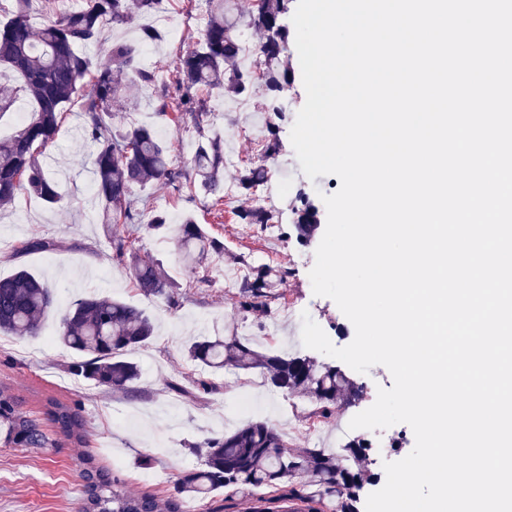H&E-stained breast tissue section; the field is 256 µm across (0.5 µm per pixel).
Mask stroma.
<instances>
[{"label":"stroma","mask_w":512,"mask_h":512,"mask_svg":"<svg viewBox=\"0 0 512 512\" xmlns=\"http://www.w3.org/2000/svg\"><path fill=\"white\" fill-rule=\"evenodd\" d=\"M161 15L165 39L161 46L143 49L139 62L166 71L196 41L204 18L196 12V0H165ZM287 61L292 82L282 100L286 117L278 129L281 150L270 167L273 174L292 175L295 191L306 193L318 206L322 195L339 189L340 180L334 175L311 179L301 170L290 141L296 115L306 101L296 48L288 49ZM257 106L254 100L244 108L217 97L209 101L211 122L232 136L226 146L233 162L224 168L225 187L235 186L241 165L259 155L263 124ZM81 120L78 106H71L55 140L44 151V160L56 173L65 195L62 205L50 209L35 195L24 193L0 210V277L25 267L49 284L54 297L41 335H0V393L14 397L22 412L34 416L39 415L45 394L79 400L87 423V443L79 446L53 433L41 448L0 444V512H81L79 460L87 452L117 473L129 491L167 497L179 475L201 464L193 444L251 419L266 420L283 432L289 450L318 447L340 453L342 415H335L316 438H309L301 426L313 407L310 399L271 391L260 382L254 386L253 405L235 410L245 374L215 372L184 355L187 344L204 336H244L261 349L304 352L301 324L283 313L287 300L308 312L335 346L351 343L355 336L352 323L332 299L313 293L309 272L320 240L315 237L303 243L297 239L291 197L270 189L269 204L280 210L282 222L268 237L260 225L233 223L232 212L241 203L238 195L225 197L224 213L218 216L202 195L180 194L163 183L141 188L139 194L150 206L173 216H193L224 244L223 261L208 264L212 287L188 288L177 225L136 240L135 248L153 255L165 273L182 286L175 304L145 294L136 288L128 270L112 261L110 240L122 234V225L103 223L98 215L90 220L85 217L91 204L85 171L94 145L73 136L72 128ZM114 120L153 126L168 144L171 162L182 167L189 164L196 139L192 126L158 115L151 93H143L127 111L115 113ZM31 237L53 239L57 247L48 253L16 256L15 246ZM277 250L295 254L296 260L278 287L281 298L274 301L273 314H241L236 307V284L225 280V271L244 276L247 264L267 263L268 252ZM92 293L133 305L154 322L151 339L127 354L141 371L136 394L116 393L74 376L68 366L76 361V354L52 339L59 330L61 310ZM273 323L279 331L270 337L266 330ZM202 380L213 383V390L192 398Z\"/></svg>","instance_id":"obj_1"}]
</instances>
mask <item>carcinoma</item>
<instances>
[{"label":"carcinoma","instance_id":"cac0c4a2","mask_svg":"<svg viewBox=\"0 0 512 512\" xmlns=\"http://www.w3.org/2000/svg\"><path fill=\"white\" fill-rule=\"evenodd\" d=\"M31 0H16V10L0 25V69L12 74L0 81V116L13 112L23 101L34 104L30 117L15 134L0 139V207L15 202L24 191L36 195L50 208L63 195L41 158L40 148L56 137L64 115L77 103L83 116V137L94 143L93 184L107 224H121L125 234L112 237V261L131 271L142 292L175 301L180 284L171 281L147 252L131 246V239L152 234L167 224L163 210L151 209L135 195V188L162 182L175 191L187 189L224 200V136L209 128L208 98L217 95L244 101L260 94L261 109L269 114L261 158L279 153L278 122L284 120L282 94L291 82V70L283 57L290 31L283 24L291 0H255L248 14L239 16L231 0H206L207 19L198 39L179 58L165 78L138 62L140 50L163 40L153 26L140 27L135 41H117L109 63L94 66L82 48L98 43L106 22L123 27L150 18L163 0H85L77 10L59 13L53 0H44L46 17L38 29L28 21ZM264 34L258 53L259 71L242 65L244 48L240 29ZM152 91L163 116L188 117L197 134L190 168L173 165L168 147L156 130L147 125H112V112L125 102ZM271 175V168L251 161L237 182L240 195L251 197ZM294 208L297 238L310 235L318 223V211L306 194ZM236 224H279L280 213L260 205L240 206L233 211ZM182 261L196 288L211 286L200 273L203 257H224V244L206 234L195 218L179 227ZM55 241L33 237L20 242L17 255L55 250ZM288 269L248 266L238 284L241 312L270 311L278 298L273 288ZM52 304L48 284L19 267L0 278V332L36 335ZM153 335L150 318L140 309L109 296L89 295L78 300L61 319L60 342L80 356L70 366L72 374L117 392L131 394L140 372L126 353ZM188 360L211 370L226 367L257 372L273 391L288 395L304 393L325 417L339 404H353L360 389L340 368L321 364L301 353L259 352L240 336L228 339L203 337L186 350ZM51 426L72 442L87 441L86 421L79 403L49 395L42 417L30 416L18 403L0 395V437L4 443L41 446L45 426ZM199 447L201 466L184 472L175 484L176 495L167 498L165 512H185L190 498H202L218 489L252 496L250 512H320L318 505L334 503V512H359L360 492L366 471L356 467L365 445L347 443L341 459L322 448L286 452L283 434L265 420H250L222 436L208 437ZM84 506L82 512H160L155 494L130 493L112 470L99 465L92 454L82 461ZM258 489L265 490L259 497Z\"/></svg>","mask_w":512,"mask_h":512}]
</instances>
